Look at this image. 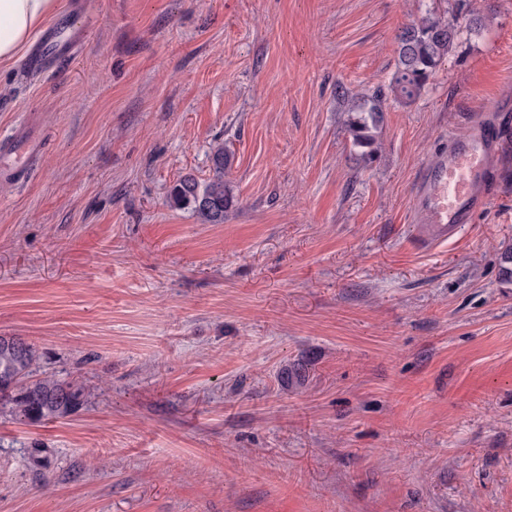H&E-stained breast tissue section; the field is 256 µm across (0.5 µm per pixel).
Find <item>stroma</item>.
Returning a JSON list of instances; mask_svg holds the SVG:
<instances>
[{
    "label": "stroma",
    "mask_w": 512,
    "mask_h": 512,
    "mask_svg": "<svg viewBox=\"0 0 512 512\" xmlns=\"http://www.w3.org/2000/svg\"><path fill=\"white\" fill-rule=\"evenodd\" d=\"M94 2L73 61L0 66V138L44 143L0 177V336L85 389L0 409V512H512V139L472 224L426 244L414 207L512 98V0ZM429 11L460 34L407 105ZM219 144L238 203L207 224L168 194ZM458 29L427 13L418 23L406 27L398 36L397 67L390 87L395 97L404 103L415 101L448 54ZM355 112H365L367 113V116H361L360 119L354 121L352 128L354 144L357 147L370 148V150L364 152V154L366 156H371L373 152V145L375 143V137L371 134V127L368 123V120H370L374 127L376 126L378 117L380 116V113L383 112V103L380 99L364 101Z\"/></svg>",
    "instance_id": "obj_1"
}]
</instances>
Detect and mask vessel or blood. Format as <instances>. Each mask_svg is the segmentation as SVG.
Segmentation results:
<instances>
[{
    "label": "vessel or blood",
    "instance_id": "1",
    "mask_svg": "<svg viewBox=\"0 0 512 512\" xmlns=\"http://www.w3.org/2000/svg\"><path fill=\"white\" fill-rule=\"evenodd\" d=\"M89 22L86 0H72L68 21L47 31L31 59L36 69L60 66L81 47ZM512 133V100L496 96L473 112L462 134L452 137L447 153L424 167L417 181L415 206L422 216L423 241L448 237L494 196L499 147ZM40 152L38 143H6L0 169L27 166Z\"/></svg>",
    "mask_w": 512,
    "mask_h": 512
}]
</instances>
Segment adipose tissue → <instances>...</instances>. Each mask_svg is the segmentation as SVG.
I'll use <instances>...</instances> for the list:
<instances>
[{"label":"adipose tissue","mask_w":512,"mask_h":512,"mask_svg":"<svg viewBox=\"0 0 512 512\" xmlns=\"http://www.w3.org/2000/svg\"><path fill=\"white\" fill-rule=\"evenodd\" d=\"M60 8V0H0V64L18 60Z\"/></svg>","instance_id":"obj_1"}]
</instances>
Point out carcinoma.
Segmentation results:
<instances>
[{
    "label": "carcinoma",
    "mask_w": 512,
    "mask_h": 512,
    "mask_svg": "<svg viewBox=\"0 0 512 512\" xmlns=\"http://www.w3.org/2000/svg\"><path fill=\"white\" fill-rule=\"evenodd\" d=\"M455 25L427 14L419 22L405 28L398 36L397 67L390 87L395 97L404 102L415 101L448 54L457 37ZM358 111L366 116L353 124L354 144L372 154L375 137L371 126L376 124L383 103L379 99L363 102ZM213 175L201 183L191 176L179 179L170 189V202L189 207L204 222L224 223V215L237 204L230 184L224 181L229 157L224 146L212 152ZM17 336H0V406H7L21 421L41 423L58 420L77 411L84 402L81 386L65 382L53 375L35 377L39 359L37 349L29 344L19 348Z\"/></svg>",
    "instance_id": "carcinoma-1"
}]
</instances>
